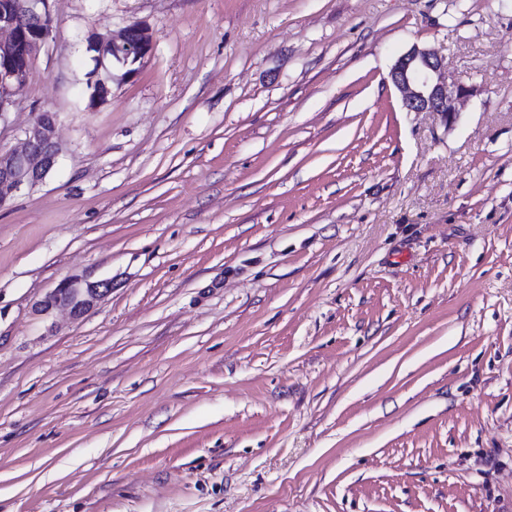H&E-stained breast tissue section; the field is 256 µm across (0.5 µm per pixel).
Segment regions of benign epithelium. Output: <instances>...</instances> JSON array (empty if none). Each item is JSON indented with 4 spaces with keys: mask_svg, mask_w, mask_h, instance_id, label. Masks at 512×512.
<instances>
[{
    "mask_svg": "<svg viewBox=\"0 0 512 512\" xmlns=\"http://www.w3.org/2000/svg\"><path fill=\"white\" fill-rule=\"evenodd\" d=\"M53 23L51 0H0V119L14 106L15 91L30 81L34 61L49 41ZM153 49L152 34L138 22L117 33L91 35L88 50L95 53L96 62L91 72L94 80L89 82L92 104L104 102L111 93L110 77L99 75L105 60L133 65ZM442 68L443 61L434 51L417 44L397 58L391 80L407 111L440 113L450 122L455 119V101L467 94L468 87L459 83L449 88ZM60 152L55 115L42 111L24 130L20 148L0 151V207L13 193L42 183L57 165ZM111 292L110 279L69 277L49 289L35 304L34 312L50 316L64 310L78 318Z\"/></svg>",
    "mask_w": 512,
    "mask_h": 512,
    "instance_id": "7a95c632",
    "label": "benign epithelium"
}]
</instances>
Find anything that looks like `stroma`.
I'll return each instance as SVG.
<instances>
[{"label": "stroma", "instance_id": "obj_1", "mask_svg": "<svg viewBox=\"0 0 512 512\" xmlns=\"http://www.w3.org/2000/svg\"><path fill=\"white\" fill-rule=\"evenodd\" d=\"M52 11L0 120L61 146L0 209V512H512V0ZM415 44L454 123L400 101ZM71 276L112 291L37 316ZM153 49L152 34L145 25L138 22L126 25L117 33L92 34L88 39V50L95 53L96 62V68L90 73V77H95V80L89 82L93 90L90 96L92 104L104 102L111 93L108 80L112 77L108 75L102 78L99 75V69L105 67L106 59L133 65L151 54ZM442 68L443 61L434 51L416 44L397 58L391 80L407 111L440 113L449 122L455 119V101L469 89L463 83L449 88Z\"/></svg>", "mask_w": 512, "mask_h": 512}]
</instances>
